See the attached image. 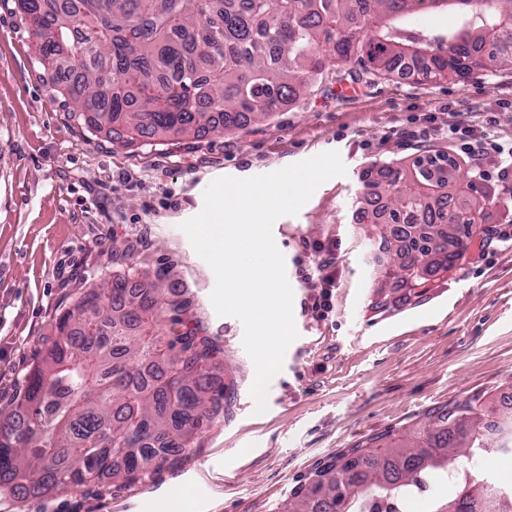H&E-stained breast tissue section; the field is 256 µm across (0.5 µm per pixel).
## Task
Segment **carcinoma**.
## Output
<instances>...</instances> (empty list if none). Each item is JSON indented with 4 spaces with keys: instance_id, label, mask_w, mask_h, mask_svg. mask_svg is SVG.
<instances>
[{
    "instance_id": "cac0c4a2",
    "label": "carcinoma",
    "mask_w": 512,
    "mask_h": 512,
    "mask_svg": "<svg viewBox=\"0 0 512 512\" xmlns=\"http://www.w3.org/2000/svg\"><path fill=\"white\" fill-rule=\"evenodd\" d=\"M439 0H14L35 61L76 103L70 118L112 143L200 138L272 116L324 77L329 62L350 76L444 79L512 68V0H455L452 31L407 35L399 22ZM370 227L385 277L410 291L447 271L497 200L478 195L445 151L409 166L363 173ZM192 302L129 270L81 295L30 373L12 420L0 425V488L27 498L108 477L143 482L192 446L200 424L224 416L220 347L190 326ZM481 408L463 401L431 414L422 431L384 448L377 436L315 473L285 512H336V475L360 469L366 484L351 512H405L411 492L452 477L454 512H512V491L492 495L473 460L495 451Z\"/></svg>"
}]
</instances>
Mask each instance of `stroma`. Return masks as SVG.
<instances>
[{
  "label": "stroma",
  "mask_w": 512,
  "mask_h": 512,
  "mask_svg": "<svg viewBox=\"0 0 512 512\" xmlns=\"http://www.w3.org/2000/svg\"><path fill=\"white\" fill-rule=\"evenodd\" d=\"M0 0V425L10 421L60 316L87 290L135 269L164 273L193 302V322L224 354L216 371L229 413L203 424L173 466L125 486L19 499L0 512H171L179 487L201 512H283L323 463L381 434L424 425L467 398L512 396V179L478 181L497 198L486 230L429 287L381 288L357 200L362 174L426 150L454 151L437 129L494 123L512 141V70L441 80L326 79L267 120L196 140L124 148L69 117L41 81L26 24ZM345 175L322 183L297 215L277 219L274 242L293 290L297 338L259 414L255 366L240 320L217 315L216 279L181 230L217 178H248L327 151ZM133 241L132 259L113 246ZM334 274L333 308L311 309L319 278Z\"/></svg>",
  "instance_id": "stroma-1"
}]
</instances>
